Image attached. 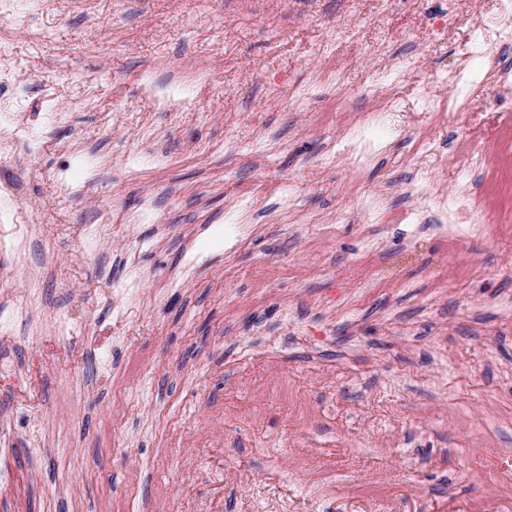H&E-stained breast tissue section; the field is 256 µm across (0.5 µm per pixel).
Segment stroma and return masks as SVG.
Returning <instances> with one entry per match:
<instances>
[{
	"label": "stroma",
	"instance_id": "stroma-1",
	"mask_svg": "<svg viewBox=\"0 0 512 512\" xmlns=\"http://www.w3.org/2000/svg\"><path fill=\"white\" fill-rule=\"evenodd\" d=\"M504 13L31 0L0 20L32 127L0 158V512H512V206L473 183L485 213L452 236L405 194L411 137L439 198L456 127L490 170L512 158L495 85L453 127L425 104ZM148 73L199 92L161 111ZM361 114L391 135L354 169L336 141ZM145 200L150 222L113 223Z\"/></svg>",
	"mask_w": 512,
	"mask_h": 512
}]
</instances>
